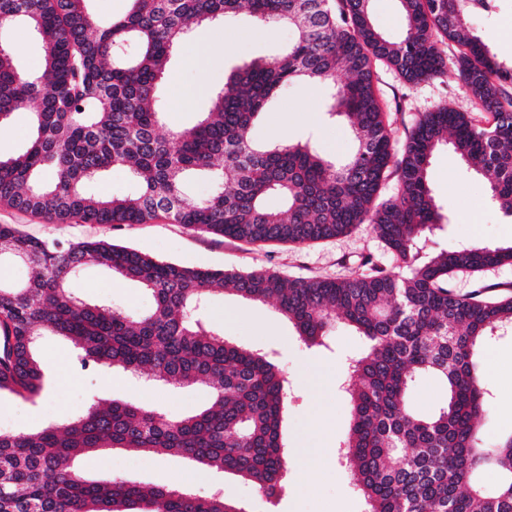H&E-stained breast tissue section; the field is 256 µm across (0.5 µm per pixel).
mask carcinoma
<instances>
[{"label":"carcinoma","mask_w":512,"mask_h":512,"mask_svg":"<svg viewBox=\"0 0 512 512\" xmlns=\"http://www.w3.org/2000/svg\"><path fill=\"white\" fill-rule=\"evenodd\" d=\"M128 12L98 21L87 0H0V22L26 21L41 38V74L19 72L0 46V122L38 102L33 138L0 159V206L41 215L48 224H147L160 217L190 230L249 244L307 245L371 224L403 274L373 266L348 279H286L269 270L188 268L108 240L49 242L0 224V256L27 265L21 285L0 282V390L38 396L45 363L40 336L74 346L76 366L108 367L171 385L208 384L212 405L169 418L132 402L96 401L65 424L0 435V512H245L220 492L145 488L91 481L71 462L113 448L187 457L256 485L268 498L284 489L288 449L281 428L286 379L263 352L233 344L205 314L208 292L224 287L274 303L308 345H321L341 321L367 341L348 368L352 415L338 455L364 512H512V434L483 444L489 390L481 356L512 331V295L448 288L459 273L512 263V244L425 251L448 223L427 180L430 160L451 144L467 170L487 180L489 198L512 217V66L470 24L473 0H399L404 36L375 28L370 0H130ZM247 3L262 25L284 22L295 38L284 52L256 58L229 75L194 126L162 135L159 82L173 47L193 25ZM458 50L455 65L481 109L426 112L402 150L374 86L381 61L409 81L442 77L437 43ZM330 115L346 121L356 153L337 166L307 143L259 145L251 131L281 87L330 83ZM134 191L90 197L84 185L112 168ZM209 171L220 187L190 202L187 175ZM397 177L396 195L378 201ZM276 195L283 211L266 205ZM86 264L104 266L151 292L154 306L133 316L68 287ZM420 376L446 390L426 414L409 404ZM493 476L488 489L483 478Z\"/></svg>","instance_id":"cac0c4a2"}]
</instances>
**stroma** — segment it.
<instances>
[{"instance_id": "35a3bbf8", "label": "stroma", "mask_w": 512, "mask_h": 512, "mask_svg": "<svg viewBox=\"0 0 512 512\" xmlns=\"http://www.w3.org/2000/svg\"><path fill=\"white\" fill-rule=\"evenodd\" d=\"M509 19L512 0H497L495 11L472 18L482 40L505 60L512 58V34L504 27ZM292 40L288 26L262 27L245 10L192 31L173 49L168 77L159 90L164 128L196 124L233 68L280 52ZM0 43L16 51V65L23 73L43 55L40 38L21 21L0 28ZM438 49L449 68L446 76L437 80L409 82L385 64L375 68L377 95L398 142L406 141L423 113L439 105L467 113L479 127L492 121L490 113L476 106L459 78L453 66L454 46L443 42ZM328 97L329 89L324 85L293 82L284 86L253 127V139L265 143L300 140L328 159L349 158L358 142L340 118L328 114ZM428 181L442 213L450 218L449 224L431 237L429 249L512 243V217L490 203L484 181L471 174L451 150L443 148L434 155ZM0 224L18 225L26 234L50 242L104 239L190 267L263 269L290 279H344L364 272L370 264L388 273L395 269L368 224L308 246L247 245L161 220L121 226L48 224L36 214L9 208H0ZM70 285L81 297L111 300L114 308L131 314L148 311L154 305L152 295L139 284L113 276L97 265L82 268L72 276ZM450 286L460 294L480 286L498 294L508 293L512 290V265L457 275ZM207 314L223 326L230 342L268 353L288 381V413L283 428L286 446L293 452L303 445L313 448L314 454L289 457L286 488L280 497L268 499L250 482L217 469L132 451L87 456L79 461V470L100 480L186 486L201 496L220 488L225 499L240 504L245 512H363L350 475L337 459V448L350 423V402L343 389L348 365L365 353L364 338L339 323L324 346L307 347L273 304L253 303L229 291L211 296ZM39 351L47 366L44 390L32 399L8 391L0 393L2 435L64 421L101 398L136 401L171 418L202 408L210 398L202 383L175 388L106 368L77 369L72 347L59 336H43ZM481 365L491 392V412L483 423L482 436L486 445L492 446L512 433V333L493 340Z\"/></svg>"}]
</instances>
